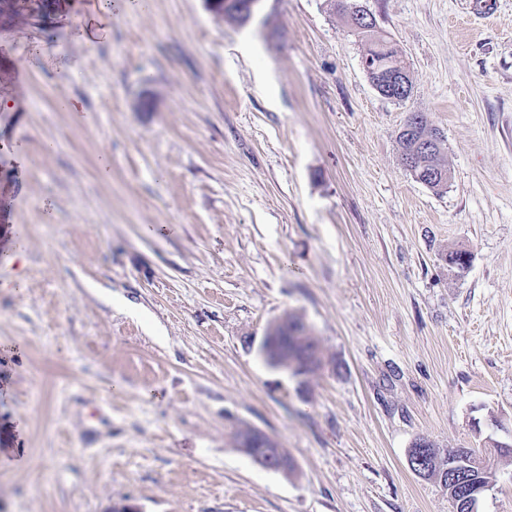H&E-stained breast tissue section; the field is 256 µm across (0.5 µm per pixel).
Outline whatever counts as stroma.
I'll list each match as a JSON object with an SVG mask.
<instances>
[{
	"instance_id": "35a3bbf8",
	"label": "stroma",
	"mask_w": 512,
	"mask_h": 512,
	"mask_svg": "<svg viewBox=\"0 0 512 512\" xmlns=\"http://www.w3.org/2000/svg\"><path fill=\"white\" fill-rule=\"evenodd\" d=\"M359 2L406 102L329 0L0 22V512H450L419 438L490 459L477 512H512V0ZM413 112L443 192L401 164ZM288 312L324 367L260 357ZM224 1V2H223ZM226 1H231L227 6H225ZM248 2V4H247ZM262 0H207L209 4V8L212 12L220 11V14L231 16L242 23L247 22L249 20V14L246 9V4L249 9L251 15L258 9ZM362 5L357 3H352L347 8V12L344 13L345 21L351 32H353L362 42L364 46V51L362 58H366L369 61V65L377 67L378 64H387L389 62H394L399 64V69L405 72V75L402 78L397 77L395 73H382V70H378L375 68V73L372 74L375 76L373 80V84H371L374 89L378 92L387 94V96H394L399 101L405 102L406 100L402 99L401 88L399 90L393 89L390 94V91L386 89L387 85H393V83L401 84L398 79L402 83H407L409 85L410 82V74L406 73L405 66L403 65L402 60L400 59L396 43L394 42L391 35L386 32L385 34L382 30L378 29L375 18L372 16V20L370 21L365 11L361 9ZM362 13L363 17L358 18L357 14ZM404 78V80H403ZM433 138V134L428 129L427 121L425 120V124L419 125L414 130L411 131H404L398 134L397 136V143L399 146V151L401 156L410 153L413 151L414 146L420 141L421 144H425V147L430 146L431 139ZM434 132L441 135V148H437L436 146H433L432 149L429 150H423L420 154L416 155V159L414 158V175L413 178L416 179L417 175H420L422 172H428L431 170L436 171L441 176L439 179L433 183H431L428 188L432 189L433 191L440 193L447 189L448 187V179H449V171L448 166L444 162L443 153L445 150L444 147V139L442 134L434 129ZM444 171V176H442V171ZM419 182V181H418Z\"/></svg>"
}]
</instances>
